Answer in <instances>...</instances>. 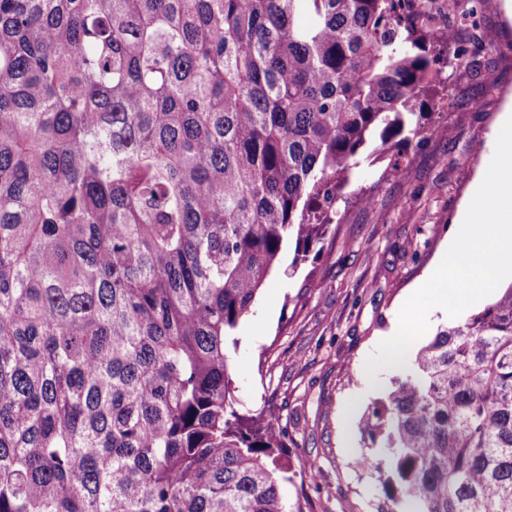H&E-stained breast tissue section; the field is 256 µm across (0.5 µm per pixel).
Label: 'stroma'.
I'll return each instance as SVG.
<instances>
[{
	"instance_id": "obj_1",
	"label": "stroma",
	"mask_w": 512,
	"mask_h": 512,
	"mask_svg": "<svg viewBox=\"0 0 512 512\" xmlns=\"http://www.w3.org/2000/svg\"><path fill=\"white\" fill-rule=\"evenodd\" d=\"M439 30H456L462 47L479 46L472 68H443L431 116L439 132L402 154L403 177L388 175L389 155L362 165L337 199L336 222L305 261L286 248L237 331L231 378L245 410L279 421L289 469L281 488L304 512H376L378 474L361 469L371 444L363 418L386 398L398 372L357 410L365 362L389 338L399 311L448 244L462 199L493 153L488 134L512 95V21L481 0H458L455 15L436 8ZM370 205H363V196ZM321 472L310 478L305 460Z\"/></svg>"
}]
</instances>
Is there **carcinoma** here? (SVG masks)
<instances>
[{"mask_svg": "<svg viewBox=\"0 0 512 512\" xmlns=\"http://www.w3.org/2000/svg\"><path fill=\"white\" fill-rule=\"evenodd\" d=\"M430 0H0V512H288L228 340L367 143L437 132ZM380 512H512V285L365 418Z\"/></svg>", "mask_w": 512, "mask_h": 512, "instance_id": "carcinoma-1", "label": "carcinoma"}]
</instances>
